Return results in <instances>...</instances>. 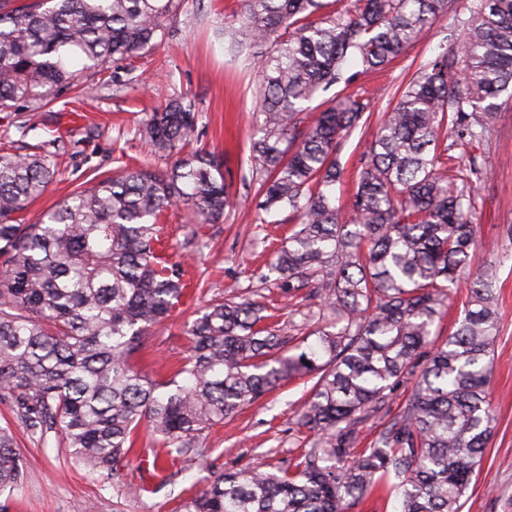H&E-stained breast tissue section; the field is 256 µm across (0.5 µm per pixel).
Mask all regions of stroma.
<instances>
[{"mask_svg": "<svg viewBox=\"0 0 512 512\" xmlns=\"http://www.w3.org/2000/svg\"><path fill=\"white\" fill-rule=\"evenodd\" d=\"M242 11L243 0H186L183 11L169 21L173 35L164 45L108 67V75L119 76L121 85L82 76L77 94H64L38 111L39 129L25 135L17 130L25 113L0 112V146L9 152H34L47 128L62 135L57 176L24 214L31 224L62 198L121 166L171 167V160L151 155L135 128L172 96L194 101L201 144L223 155L224 169L236 181L224 222L200 225L193 212L183 207L167 214L175 259L187 277L199 280L201 290L151 330L143 364L160 375L184 361L185 324L193 311L225 291L268 303L277 326L290 337L300 335L303 316L312 305L308 289L290 294L275 281H259L293 226L259 222L258 197L237 181L247 166L249 140L259 119L257 79L252 60L230 56L218 31L225 17ZM451 29L450 19H443L405 57L359 75L349 85V93L366 91L373 113L388 111L397 102V87L411 76L410 63L429 62L444 48L456 50L458 41L451 38ZM499 104L486 155L488 179L477 190L475 215V262L497 269L499 323L488 390L494 423L461 512H512V239L503 233L512 225V98L501 96ZM311 386L306 377L284 382L226 419L204 435L205 458L188 470L180 460L170 459L165 479L140 499L121 494L111 481L89 476L75 466L55 433L41 440L31 437L16 426L11 404L1 401L0 424H14L18 451L32 479L17 492L0 493V512H176L185 490H201L222 473L288 467L317 441L297 424V413Z\"/></svg>", "mask_w": 512, "mask_h": 512, "instance_id": "1", "label": "stroma"}]
</instances>
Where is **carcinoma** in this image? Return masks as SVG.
<instances>
[{
  "label": "carcinoma",
  "mask_w": 512,
  "mask_h": 512,
  "mask_svg": "<svg viewBox=\"0 0 512 512\" xmlns=\"http://www.w3.org/2000/svg\"><path fill=\"white\" fill-rule=\"evenodd\" d=\"M454 0H244L224 23L235 54L254 62L258 113L248 172L265 214L295 222L271 270L293 292L316 282L329 321L292 352L265 324L267 306L229 297L188 324L189 355L159 382L135 360L148 331L187 288L163 244L167 211L184 206L200 224L230 207L223 159L198 140L194 103L180 96L138 124L136 135L166 171L121 167L71 193L35 224L19 223L58 166L50 148L0 153V400L44 438L53 431L83 470L117 477L142 427L191 462L204 433L286 380L315 379L298 425L322 437L293 468L226 472L184 497L179 512H350L379 488L400 512H460L491 435L496 268L468 283L464 314L429 356L431 328L473 261L481 149L503 94L512 95V0H478L455 16L457 54L418 68L362 153L350 218L336 186L344 143L370 118L371 99L312 103L349 86L350 57L376 70L403 55L452 12ZM184 0H0V111H36L104 72L161 47ZM450 143H445V140ZM460 148L467 163L456 161ZM411 394L372 443L357 425L385 405L414 368ZM184 376V382L177 377ZM31 479L13 429L0 426V491Z\"/></svg>",
  "instance_id": "cac0c4a2"
}]
</instances>
